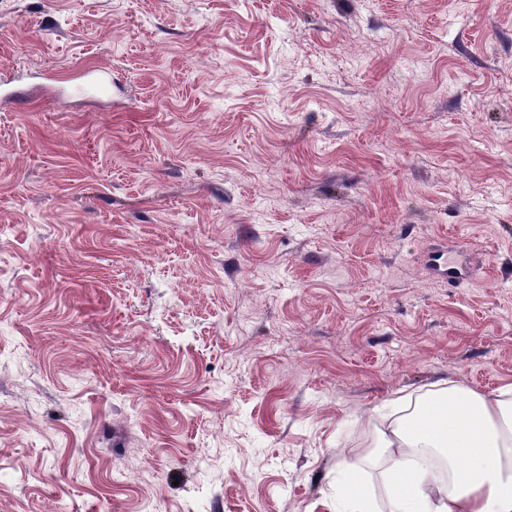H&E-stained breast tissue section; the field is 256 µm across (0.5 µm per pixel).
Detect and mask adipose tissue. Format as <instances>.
Here are the masks:
<instances>
[{
  "instance_id": "obj_1",
  "label": "adipose tissue",
  "mask_w": 512,
  "mask_h": 512,
  "mask_svg": "<svg viewBox=\"0 0 512 512\" xmlns=\"http://www.w3.org/2000/svg\"><path fill=\"white\" fill-rule=\"evenodd\" d=\"M435 395L443 409L433 422L416 411L385 418L380 512H512V385Z\"/></svg>"
}]
</instances>
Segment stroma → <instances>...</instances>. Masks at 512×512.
<instances>
[{"instance_id": "35a3bbf8", "label": "stroma", "mask_w": 512, "mask_h": 512, "mask_svg": "<svg viewBox=\"0 0 512 512\" xmlns=\"http://www.w3.org/2000/svg\"><path fill=\"white\" fill-rule=\"evenodd\" d=\"M1 82L0 512H330L512 384V0H0ZM346 476V492L342 498L336 497V512H375L371 497L364 492L357 478L356 463L344 460L341 464Z\"/></svg>"}]
</instances>
